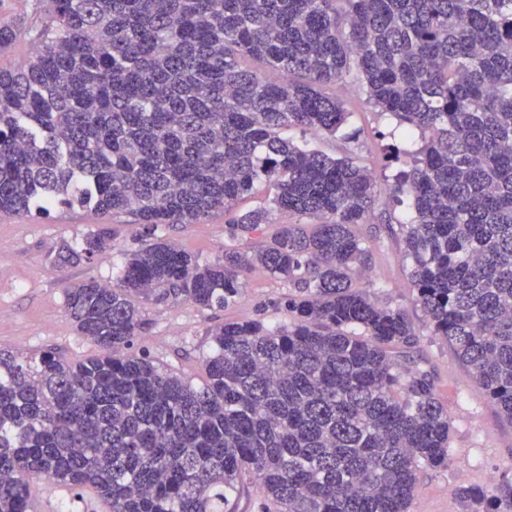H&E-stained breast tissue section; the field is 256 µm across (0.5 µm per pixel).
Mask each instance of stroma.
Wrapping results in <instances>:
<instances>
[{"label": "stroma", "mask_w": 512, "mask_h": 512, "mask_svg": "<svg viewBox=\"0 0 512 512\" xmlns=\"http://www.w3.org/2000/svg\"><path fill=\"white\" fill-rule=\"evenodd\" d=\"M330 95H342L352 116L337 135L312 136V144L335 158H350L367 167L378 187H386L400 165L392 161L389 146L405 147L403 138H389L395 121L379 115L367 104L355 82L328 85ZM411 203L391 206L380 195L368 223L356 231L372 252L371 276L358 280L382 306L403 308L410 316L417 342L401 363L408 370L427 371L438 400L447 408L452 424L447 467L421 468L408 512H463L457 496L460 487L512 484V421L482 398L470 369L448 343L432 336L423 311L415 302L409 279L411 261L405 254L401 225L411 223ZM108 228L112 246L92 260L55 263L63 246H78L87 233ZM159 236L180 248L214 262L224 253V215L215 213L198 224L159 227ZM150 240L144 225L132 216L102 217L79 206L64 208L52 219L37 220L23 214L0 212V349L23 355L53 350L71 362L96 356L98 347L80 336L65 308L67 289L84 281L115 278L126 252ZM287 287L260 270L244 276L241 298L222 310H203L176 299L146 303L145 325L132 340V352H147L194 387L206 382L203 358L211 350L209 327L224 321L259 320L275 326L287 322L281 305ZM30 491L42 512H108V506L91 490H70L34 479Z\"/></svg>", "instance_id": "stroma-1"}]
</instances>
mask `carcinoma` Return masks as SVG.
<instances>
[{
	"mask_svg": "<svg viewBox=\"0 0 512 512\" xmlns=\"http://www.w3.org/2000/svg\"><path fill=\"white\" fill-rule=\"evenodd\" d=\"M37 27L0 18V211L75 205L156 230L224 212L214 263L166 239L126 254L116 280L67 291L100 354L0 350V512H31L30 478L93 488L110 512H236L242 477L274 512H408L423 467L448 466V410L399 353L409 315L354 280L372 267L355 234L377 199L370 171L280 136L336 134L344 102L322 87L354 73L367 101L417 138L388 192L415 302L512 421V0H47ZM250 56L279 70L270 82ZM271 183L269 207L237 202ZM279 225L248 252L271 212ZM99 229L56 261L111 247ZM262 268L288 288V322L207 330L196 388L147 355L132 298L223 309ZM495 510L496 488L464 487Z\"/></svg>",
	"mask_w": 512,
	"mask_h": 512,
	"instance_id": "cac0c4a2",
	"label": "carcinoma"
}]
</instances>
